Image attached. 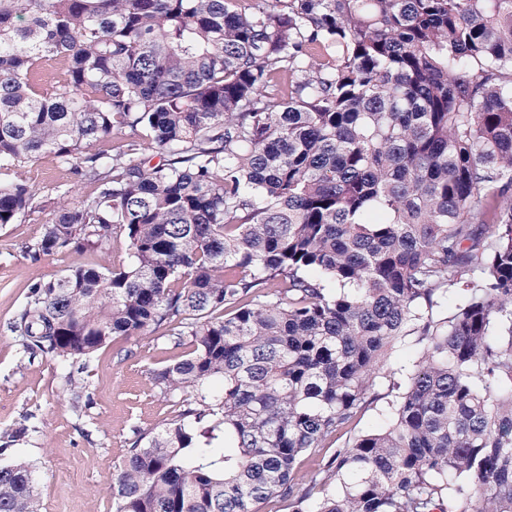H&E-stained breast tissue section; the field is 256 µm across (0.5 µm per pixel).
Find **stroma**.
<instances>
[{"mask_svg":"<svg viewBox=\"0 0 512 512\" xmlns=\"http://www.w3.org/2000/svg\"><path fill=\"white\" fill-rule=\"evenodd\" d=\"M45 214L0 225V438L5 461L32 462L38 475L40 512H112V473L130 445L133 429H153L173 411L150 380L152 371L180 359L185 347L166 337L116 338L87 367L38 355L21 358L8 323L29 287L84 265L118 266L127 260L125 238L106 252H64L32 258L28 248L42 234ZM75 372L93 404L75 413L67 402L65 377ZM26 425L28 433L11 441Z\"/></svg>","mask_w":512,"mask_h":512,"instance_id":"35a3bbf8","label":"stroma"}]
</instances>
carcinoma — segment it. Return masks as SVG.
<instances>
[{"instance_id": "carcinoma-1", "label": "carcinoma", "mask_w": 512, "mask_h": 512, "mask_svg": "<svg viewBox=\"0 0 512 512\" xmlns=\"http://www.w3.org/2000/svg\"><path fill=\"white\" fill-rule=\"evenodd\" d=\"M45 152L94 191L30 252L128 258L35 283L23 354L190 347L112 512H512V0H0V225Z\"/></svg>"}]
</instances>
